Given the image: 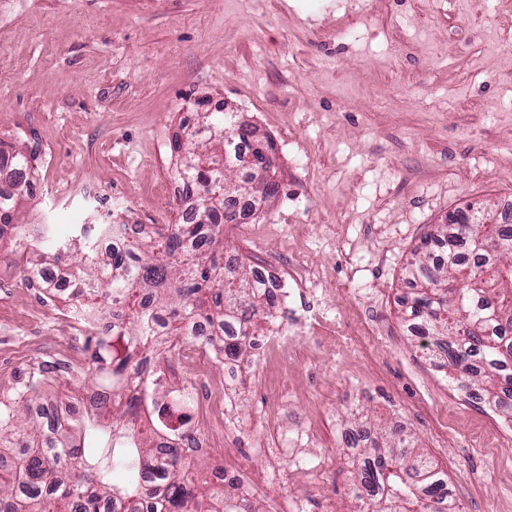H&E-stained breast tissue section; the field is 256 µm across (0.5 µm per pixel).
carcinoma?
<instances>
[{"mask_svg":"<svg viewBox=\"0 0 512 512\" xmlns=\"http://www.w3.org/2000/svg\"><path fill=\"white\" fill-rule=\"evenodd\" d=\"M204 146L188 152L180 176L199 189L218 183L198 199L184 221L163 224L158 238L124 241L119 250L101 251L80 227L78 235L43 253L33 242L37 230L17 223L28 194L31 158L21 150L0 149V239L9 238L25 261L30 288H46L47 266L65 264L68 288L62 300L87 321L109 313L112 334L88 337L91 382L107 384L112 406L86 411L62 402L68 418L36 417L43 379L32 375L9 401L0 400V448H19V462L0 465V508L6 512H260L238 496L191 476L181 453L185 431L193 428L194 403L187 392L164 389L161 370L144 364L161 336L200 335L209 328L208 346L219 363L241 369L248 362L251 337L273 322L274 285L243 265H224V224L233 221L228 201L241 195V177L217 174L216 159L235 161L249 145L239 129L224 144L230 112H204ZM450 220L425 245L453 238L478 252L467 266L453 251L429 250L405 267L410 316L423 322V348L430 361L448 369L455 383L492 410L512 416V228L476 224L460 230ZM492 269L476 286L459 275ZM372 456L355 468L354 490L362 512H457L444 487L448 474L413 440L399 431L371 441ZM124 474L121 482L113 474Z\"/></svg>","mask_w":512,"mask_h":512,"instance_id":"carcinoma-1","label":"carcinoma"}]
</instances>
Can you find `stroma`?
I'll return each mask as SVG.
<instances>
[{
  "label": "stroma",
  "mask_w": 512,
  "mask_h": 512,
  "mask_svg": "<svg viewBox=\"0 0 512 512\" xmlns=\"http://www.w3.org/2000/svg\"><path fill=\"white\" fill-rule=\"evenodd\" d=\"M511 39L476 0H0V141L34 156L20 221L44 247L177 220L160 188L196 99L275 140L279 192L224 241L305 291L203 458L240 467L261 512H359L344 435L361 423L413 436L459 512H512V427L424 358L404 282L450 212L512 205ZM59 314L0 241V399L85 360Z\"/></svg>",
  "instance_id": "1"
}]
</instances>
